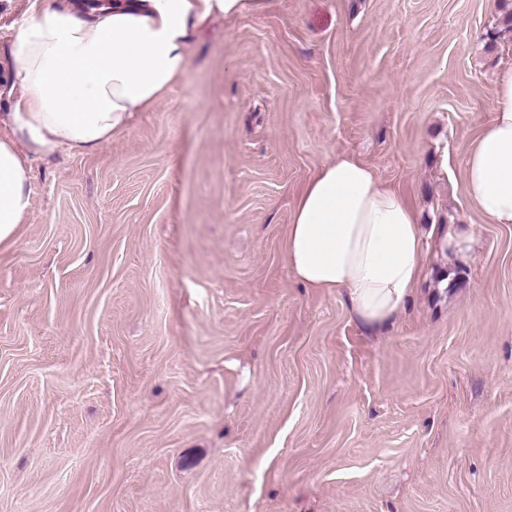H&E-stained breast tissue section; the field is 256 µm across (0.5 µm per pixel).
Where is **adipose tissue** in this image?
<instances>
[{
    "label": "adipose tissue",
    "instance_id": "1",
    "mask_svg": "<svg viewBox=\"0 0 512 512\" xmlns=\"http://www.w3.org/2000/svg\"><path fill=\"white\" fill-rule=\"evenodd\" d=\"M267 0H57L33 9L9 45L0 116V245L27 223L30 161L89 153L154 107L188 68L191 35ZM493 117L469 146L465 192L490 224H512V68L495 78ZM428 234L404 196L350 154L322 163L294 204L284 253L303 287L333 292L367 332L392 324L425 275Z\"/></svg>",
    "mask_w": 512,
    "mask_h": 512
}]
</instances>
